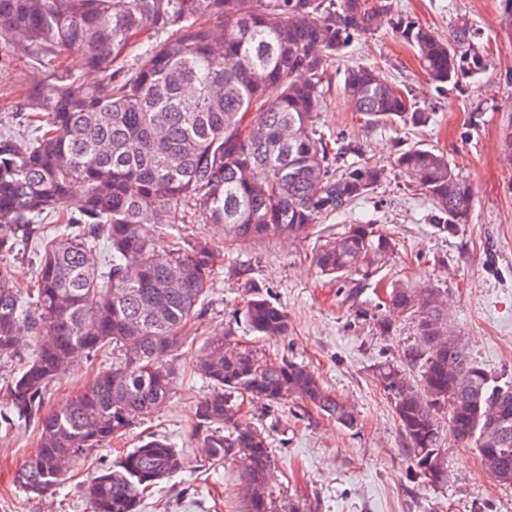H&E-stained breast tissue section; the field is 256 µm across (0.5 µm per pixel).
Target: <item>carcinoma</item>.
Here are the masks:
<instances>
[{
    "instance_id": "cac0c4a2",
    "label": "carcinoma",
    "mask_w": 512,
    "mask_h": 512,
    "mask_svg": "<svg viewBox=\"0 0 512 512\" xmlns=\"http://www.w3.org/2000/svg\"><path fill=\"white\" fill-rule=\"evenodd\" d=\"M388 26L416 53L439 91L481 70L475 31L451 40L395 16L383 0H0L8 51L32 60L74 58L103 75L84 84L64 65L49 82L26 88L15 128L0 129V358L18 337L36 350L0 384L12 425L38 417L39 449L16 477L28 495L59 487L71 464L104 448L169 396L189 322L207 297L214 246L167 232L195 213L224 227L230 251L296 238L323 217L342 215L386 177L385 168L347 161L355 147L326 134L330 67L362 35ZM147 37L133 64L131 48ZM343 90L366 124L418 127L431 113L380 71L349 68ZM393 166L435 209L433 227L453 235L468 221L471 190L444 153L423 145L398 151ZM80 208H67L72 187ZM64 225L50 237L46 221ZM155 224L156 237L144 233ZM36 246L35 281L21 288L10 259ZM396 242L357 221L312 251L320 273L363 283L396 253ZM390 315H407L418 342L405 361L413 381L390 364L377 379L393 400L409 446L411 470L443 481L445 436L473 448L489 475L512 488V379L476 364L448 329L439 289L397 281L386 293ZM252 333H288V315L259 292L243 308ZM112 354V364L67 403L42 412L50 386L78 355ZM207 383L195 409L211 459L247 452L239 475L244 512H269L272 451L237 400L259 394L272 404L301 401L347 429L353 408L308 366L271 360L233 339L209 337L193 359ZM448 428L441 427V415ZM185 467L161 438L127 451L84 486L89 512H140L147 493Z\"/></svg>"
}]
</instances>
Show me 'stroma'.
<instances>
[{"mask_svg": "<svg viewBox=\"0 0 512 512\" xmlns=\"http://www.w3.org/2000/svg\"><path fill=\"white\" fill-rule=\"evenodd\" d=\"M392 7L429 27L442 39L467 23L487 49L474 77L436 93L416 55L389 28L355 38L337 57L319 122L356 148V159L387 166L385 180L355 202L348 213L323 219L299 239H276L224 252L222 228L191 219L181 225L188 239L207 238L219 252L215 275L199 315L189 325L177 361L173 390L161 406L127 434L82 459L71 478L49 497L27 495L15 482L37 449L34 423L0 426V512H88L83 486L100 469L148 435L164 436L188 460L186 468L154 488L140 512H241L242 487L235 465L209 461L195 430V407L207 392L192 358L207 336L232 329L239 342L266 357L308 365L333 395L355 409L349 430L302 402L269 405L247 399L242 411L267 435L272 448L270 512H512V489L500 486L474 449L446 440L448 477L430 483L409 468L408 445L390 397L376 379L390 363L417 379L404 359L416 343L413 321L378 323L382 302L395 280L439 289L448 303V323L470 357L486 371L512 377V163L505 158L502 131L512 123V38L499 24V0H391ZM381 70L435 115L418 129L365 125L341 89L350 65ZM53 64L0 55V122L16 119L22 86L49 80ZM424 144L447 154L471 185L468 223L452 236L433 227L435 209L393 169L397 149ZM379 224L398 252L372 280L357 287L321 277L310 257L318 241L343 232L350 219ZM288 314L287 336L267 340L250 333L238 317L250 286ZM98 360L79 359L55 384L46 409L61 406L89 384Z\"/></svg>", "mask_w": 512, "mask_h": 512, "instance_id": "stroma-1", "label": "stroma"}]
</instances>
